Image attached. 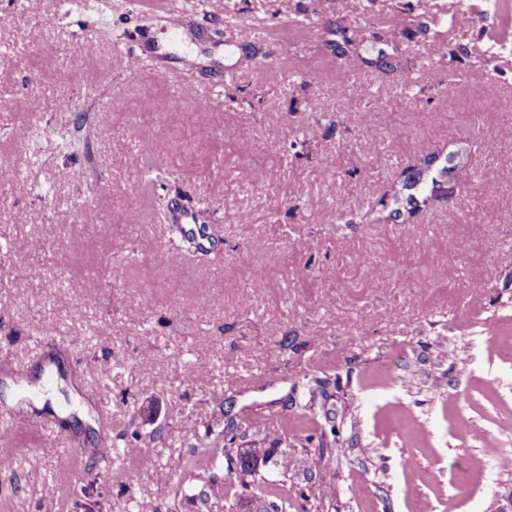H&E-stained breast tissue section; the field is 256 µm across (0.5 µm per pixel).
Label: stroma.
Listing matches in <instances>:
<instances>
[{"label":"stroma","mask_w":512,"mask_h":512,"mask_svg":"<svg viewBox=\"0 0 512 512\" xmlns=\"http://www.w3.org/2000/svg\"><path fill=\"white\" fill-rule=\"evenodd\" d=\"M494 3L0 0V169L29 186L0 185V512H260L249 494L205 507L227 464L185 461L273 406L283 420L239 445L267 449L258 476L287 512H512L490 454L512 456V41L485 36ZM382 15L399 26L376 41ZM142 37L143 70L122 71ZM440 149L461 151L466 190L410 223L361 220ZM162 199L195 207L217 249L185 255ZM325 361L330 471L302 409ZM47 370L41 406L25 382ZM131 420L150 464L94 455Z\"/></svg>","instance_id":"obj_1"}]
</instances>
